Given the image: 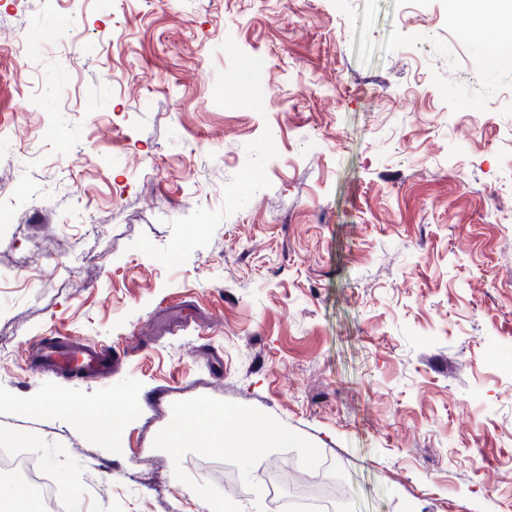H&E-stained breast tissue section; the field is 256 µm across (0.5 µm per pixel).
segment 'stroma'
<instances>
[{"instance_id": "obj_1", "label": "stroma", "mask_w": 512, "mask_h": 512, "mask_svg": "<svg viewBox=\"0 0 512 512\" xmlns=\"http://www.w3.org/2000/svg\"><path fill=\"white\" fill-rule=\"evenodd\" d=\"M485 55L454 0H0V448L69 512H281L321 474L343 512H512V67ZM59 336L116 367L31 370ZM229 414L299 443L200 452Z\"/></svg>"}]
</instances>
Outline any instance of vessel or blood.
Returning <instances> with one entry per match:
<instances>
[{
  "mask_svg": "<svg viewBox=\"0 0 512 512\" xmlns=\"http://www.w3.org/2000/svg\"><path fill=\"white\" fill-rule=\"evenodd\" d=\"M36 356L48 367L77 369L81 375L99 378L111 373L113 361L108 346L89 345L78 339L39 345Z\"/></svg>",
  "mask_w": 512,
  "mask_h": 512,
  "instance_id": "vessel-or-blood-1",
  "label": "vessel or blood"
}]
</instances>
